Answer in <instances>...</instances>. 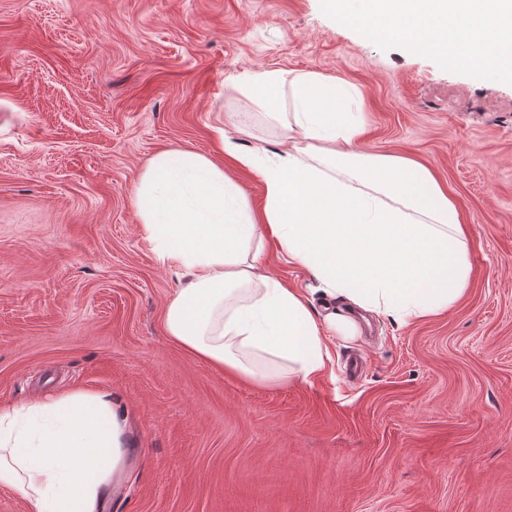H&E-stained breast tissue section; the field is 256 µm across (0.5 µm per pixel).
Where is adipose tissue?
I'll return each mask as SVG.
<instances>
[{
	"label": "adipose tissue",
	"instance_id": "ef3b65f1",
	"mask_svg": "<svg viewBox=\"0 0 512 512\" xmlns=\"http://www.w3.org/2000/svg\"><path fill=\"white\" fill-rule=\"evenodd\" d=\"M241 92L254 113L282 125L286 149L269 153L249 125L219 126L217 153H158L135 187L142 238L182 272L164 314L172 341L272 385L279 363L305 380L319 376L330 359L325 331L359 334L351 309L408 325L456 304L471 278L460 208L430 167L359 149L352 88L270 69L249 75ZM228 157L261 179V213L225 170ZM271 241L347 311L317 319L301 293L264 273ZM127 457L125 425L106 394L78 389L0 407V486L18 490L27 512H102Z\"/></svg>",
	"mask_w": 512,
	"mask_h": 512
}]
</instances>
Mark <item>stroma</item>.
Wrapping results in <instances>:
<instances>
[{
	"instance_id": "stroma-1",
	"label": "stroma",
	"mask_w": 512,
	"mask_h": 512,
	"mask_svg": "<svg viewBox=\"0 0 512 512\" xmlns=\"http://www.w3.org/2000/svg\"><path fill=\"white\" fill-rule=\"evenodd\" d=\"M262 69L355 87L360 148L433 169L472 267L446 313L366 314L323 375L274 385L166 336L181 272L133 206L152 156L213 153L214 127L286 148L234 90ZM264 269L336 310L277 248ZM76 388L133 448L106 512H512V84L382 49L320 0H0V403Z\"/></svg>"
}]
</instances>
